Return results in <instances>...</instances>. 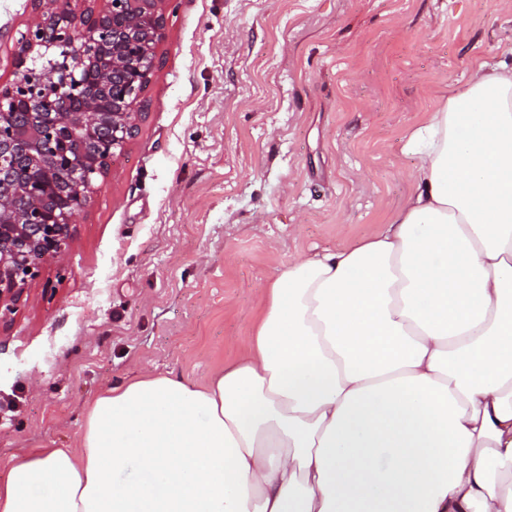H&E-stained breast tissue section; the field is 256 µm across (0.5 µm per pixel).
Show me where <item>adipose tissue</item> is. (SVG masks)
Returning a JSON list of instances; mask_svg holds the SVG:
<instances>
[{"mask_svg":"<svg viewBox=\"0 0 512 512\" xmlns=\"http://www.w3.org/2000/svg\"><path fill=\"white\" fill-rule=\"evenodd\" d=\"M405 148V206L262 289L244 356L110 387L0 512H512V68L475 62Z\"/></svg>","mask_w":512,"mask_h":512,"instance_id":"1","label":"adipose tissue"}]
</instances>
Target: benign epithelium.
<instances>
[{"mask_svg": "<svg viewBox=\"0 0 512 512\" xmlns=\"http://www.w3.org/2000/svg\"><path fill=\"white\" fill-rule=\"evenodd\" d=\"M166 2L103 0L79 11L68 0H34L15 40L17 77L0 84V326L30 300L45 267H62L77 212L137 136ZM19 159L41 173L23 189Z\"/></svg>", "mask_w": 512, "mask_h": 512, "instance_id": "1", "label": "benign epithelium"}]
</instances>
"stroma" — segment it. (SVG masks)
I'll use <instances>...</instances> for the list:
<instances>
[{
  "mask_svg": "<svg viewBox=\"0 0 512 512\" xmlns=\"http://www.w3.org/2000/svg\"><path fill=\"white\" fill-rule=\"evenodd\" d=\"M32 0H0V82ZM512 0H171L140 130L81 210L67 273L0 329V480L74 448L106 389L205 383L248 350L259 288L390 223L408 135L481 60Z\"/></svg>",
  "mask_w": 512,
  "mask_h": 512,
  "instance_id": "35a3bbf8",
  "label": "stroma"
}]
</instances>
